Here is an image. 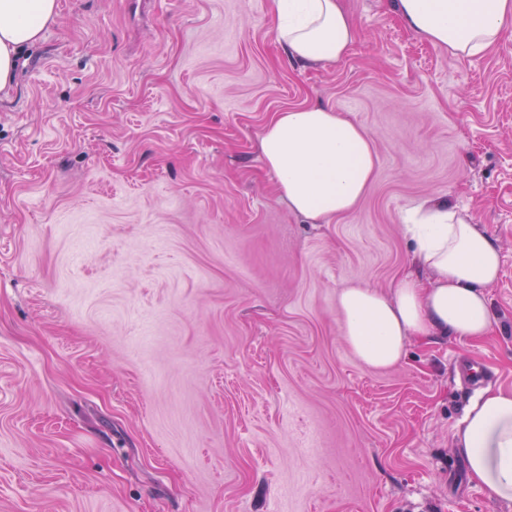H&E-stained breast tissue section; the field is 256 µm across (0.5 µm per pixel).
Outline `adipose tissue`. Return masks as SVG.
Instances as JSON below:
<instances>
[{"mask_svg":"<svg viewBox=\"0 0 512 512\" xmlns=\"http://www.w3.org/2000/svg\"><path fill=\"white\" fill-rule=\"evenodd\" d=\"M394 6L410 30L457 57L492 47L512 23V0H395ZM270 10L277 40L296 63L339 61L355 43L341 0H270ZM56 14L57 0H0V91ZM259 151L279 195L315 224L359 204L377 161L368 133L322 106L277 113ZM406 220L417 273L403 275L387 292L357 283L336 294L341 334L373 370L400 364L410 338L473 340L497 323L487 293L501 267L494 240L444 201L418 204ZM455 443L488 498L512 502V388L484 389L466 409Z\"/></svg>","mask_w":512,"mask_h":512,"instance_id":"1","label":"adipose tissue"}]
</instances>
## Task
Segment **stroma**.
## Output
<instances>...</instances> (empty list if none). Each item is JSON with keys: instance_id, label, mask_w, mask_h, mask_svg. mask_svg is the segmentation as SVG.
Returning <instances> with one entry per match:
<instances>
[{"instance_id": "1", "label": "stroma", "mask_w": 512, "mask_h": 512, "mask_svg": "<svg viewBox=\"0 0 512 512\" xmlns=\"http://www.w3.org/2000/svg\"><path fill=\"white\" fill-rule=\"evenodd\" d=\"M0 93V512H512L470 481L454 359L512 387V24L455 57L391 0L289 62L268 0H58ZM321 104L377 154L327 224L258 143ZM442 199L497 242L495 334L362 365L336 292L411 268Z\"/></svg>"}]
</instances>
